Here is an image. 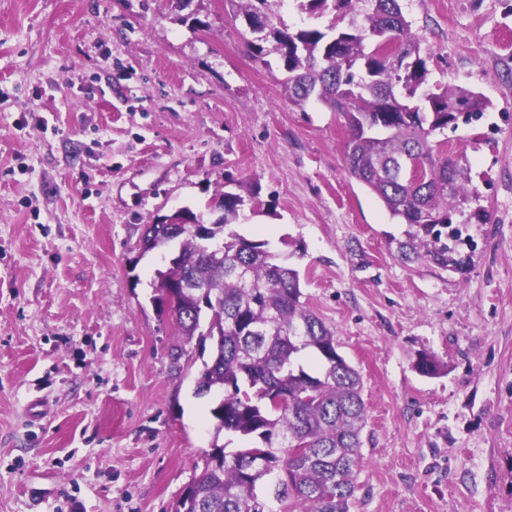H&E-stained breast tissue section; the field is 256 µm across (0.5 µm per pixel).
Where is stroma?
Returning a JSON list of instances; mask_svg holds the SVG:
<instances>
[{
	"mask_svg": "<svg viewBox=\"0 0 512 512\" xmlns=\"http://www.w3.org/2000/svg\"><path fill=\"white\" fill-rule=\"evenodd\" d=\"M401 4L430 83L491 103L443 134L492 214L463 274L397 257L345 117L291 104L224 0H192L203 30L170 0H0V512H174L213 444L242 447L153 301L169 249L139 245L223 188L257 192L237 231L286 251L362 376L351 512H512V0ZM175 225V221L169 218L160 221L161 226L159 224H148L145 228V231L142 235L141 242L146 244L144 248L146 251L153 250L157 247H165L172 242L168 236L167 227H164L163 224Z\"/></svg>",
	"mask_w": 512,
	"mask_h": 512,
	"instance_id": "stroma-1",
	"label": "stroma"
}]
</instances>
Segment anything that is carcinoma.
<instances>
[{
	"mask_svg": "<svg viewBox=\"0 0 512 512\" xmlns=\"http://www.w3.org/2000/svg\"><path fill=\"white\" fill-rule=\"evenodd\" d=\"M228 2L254 34L247 43L254 56H280L289 102L316 101L346 118L347 171L409 226L398 257L463 270L470 256L457 247L470 241L466 225L489 224L491 213L479 204L468 162L430 137L479 122L489 102L461 88L417 96L428 69L399 0H292L310 18L332 14L323 28L295 30L275 22L283 0ZM411 159L420 180L405 169ZM255 204L253 191L215 195L208 209L224 210V218L207 232L221 252L201 259L185 226L181 265L166 274L202 287L159 289V307L169 308L185 340L211 343L195 391L219 397L211 409L215 433L250 441L230 457L214 444L175 512H350L367 419L362 380L337 352L334 331L303 301L298 270L268 243L232 228ZM141 242L147 251L165 247L168 230L149 224ZM414 368L434 375L440 363L422 354ZM277 398L288 407L279 408ZM294 439L307 446L300 457L290 452ZM265 478L274 485L275 508L256 494Z\"/></svg>",
	"mask_w": 512,
	"mask_h": 512,
	"instance_id": "carcinoma-1",
	"label": "carcinoma"
}]
</instances>
